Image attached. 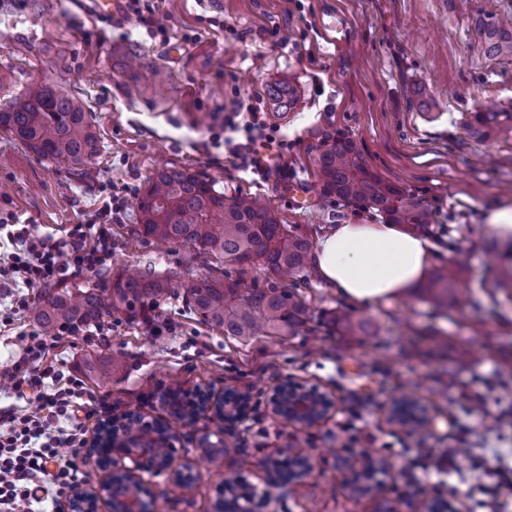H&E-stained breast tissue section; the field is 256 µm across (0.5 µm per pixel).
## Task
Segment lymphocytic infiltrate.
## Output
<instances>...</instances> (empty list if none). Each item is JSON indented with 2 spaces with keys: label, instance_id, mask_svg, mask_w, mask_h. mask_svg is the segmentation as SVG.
<instances>
[{
  "label": "lymphocytic infiltrate",
  "instance_id": "lymphocytic-infiltrate-1",
  "mask_svg": "<svg viewBox=\"0 0 512 512\" xmlns=\"http://www.w3.org/2000/svg\"><path fill=\"white\" fill-rule=\"evenodd\" d=\"M244 123L229 122L232 134L243 131L245 139L224 144L238 167L267 175L268 169L256 157L254 145L264 138L266 123L258 108L248 110ZM119 196L89 215L85 223L75 224L62 236L39 233L34 226L21 225L8 231L13 252L0 256V288L13 297L18 306H27L28 293L50 284H61L80 272H95L112 258L114 213L120 212ZM51 344L47 335L34 333L28 338L24 354L12 367L0 371L10 390L24 399V409L0 412V512H36L35 506L49 502L50 512H62L61 497L72 489L81 473L78 457H62V447H81L83 426L76 423L79 399L89 390L83 379L63 378L49 363ZM469 412L493 422V433L512 426V395L489 399L486 394L462 390ZM473 428L458 417L448 419V449L435 454L428 447L426 432L402 430L395 442L403 448L417 449L423 463L437 469L457 472L461 469L460 449L471 447Z\"/></svg>",
  "mask_w": 512,
  "mask_h": 512
}]
</instances>
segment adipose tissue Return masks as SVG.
<instances>
[{
  "label": "adipose tissue",
  "instance_id": "ef3b65f1",
  "mask_svg": "<svg viewBox=\"0 0 512 512\" xmlns=\"http://www.w3.org/2000/svg\"><path fill=\"white\" fill-rule=\"evenodd\" d=\"M430 248L395 224H339L320 238L315 268L340 296L374 305L421 280Z\"/></svg>",
  "mask_w": 512,
  "mask_h": 512
}]
</instances>
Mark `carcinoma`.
Segmentation results:
<instances>
[{"label": "carcinoma", "instance_id": "carcinoma-1", "mask_svg": "<svg viewBox=\"0 0 512 512\" xmlns=\"http://www.w3.org/2000/svg\"><path fill=\"white\" fill-rule=\"evenodd\" d=\"M477 29L484 53L492 58L512 59V19L485 15ZM271 97L280 109L297 100L291 85L276 86ZM468 133L490 138L512 132V107L490 100L461 119ZM0 128L21 140L35 155L66 164L80 173L99 151L90 115L81 102L61 96L43 83H32L21 94L0 104ZM312 164L320 195L358 203L383 214L389 224L415 229L433 222L432 212L407 196L399 186L371 172L347 138H328L316 148ZM139 228L146 240L191 246L232 265H261L286 288H242L225 273L208 278L189 277L181 283L188 306L202 320L224 329V335L241 341L265 336H294L304 323L306 305L295 289L309 263L312 244L304 235L280 223L274 211L260 198L236 192L227 194L217 181L189 168L156 171L138 196ZM462 263L433 272L425 285L437 307L462 302L467 289L458 287ZM167 293L165 281L122 270L112 288H64L49 294L38 306V320L45 333L64 322L97 320L112 312L135 314L136 309L157 303ZM163 403L182 420L194 410L195 395L180 386H169L161 394ZM128 432L152 443L156 429L149 422L130 417ZM174 435L160 437L154 456L162 461L173 456ZM307 441L296 436L288 456L270 464L266 488L257 492L238 483L224 496V512H251L256 496L278 497L288 481L293 462L304 457Z\"/></svg>", "mask_w": 512, "mask_h": 512}]
</instances>
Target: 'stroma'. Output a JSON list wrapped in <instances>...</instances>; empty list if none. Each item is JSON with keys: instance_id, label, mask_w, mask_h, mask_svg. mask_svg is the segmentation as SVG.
<instances>
[{"instance_id": "35a3bbf8", "label": "stroma", "mask_w": 512, "mask_h": 512, "mask_svg": "<svg viewBox=\"0 0 512 512\" xmlns=\"http://www.w3.org/2000/svg\"><path fill=\"white\" fill-rule=\"evenodd\" d=\"M160 32L129 10L105 16L94 0H0V93L42 82L79 99L100 150L76 177L65 165L38 160L0 130V220L60 232L84 222L111 194L124 198L112 221V262L70 280L73 288H104L129 267L172 281L225 272L266 287L272 274L239 268L181 245L162 247L139 237L135 198L162 166L192 168L221 187L257 196L282 223L318 241L338 224H381L373 209L319 194L309 155L324 135L350 138L363 162L436 214L419 229L429 240L428 268L468 258L463 305L435 307L422 287L377 305L337 295L314 270L298 291L307 303L294 336L248 343L204 322L183 296L169 291L154 306L163 325L153 335L140 316L112 314V334L62 336L56 350L64 373L83 378L111 407L86 421L94 440L106 415L135 412L168 419L166 386L250 393L242 422L201 418L177 426L175 455L196 461L197 479L184 488L167 475L149 477L156 512H212L228 480L262 488L270 462L286 456L295 426L275 417L269 396L289 379L331 394L336 405L305 427L312 472L289 487L272 512H373L377 498L398 512H425L447 495L448 479L414 463L413 452L387 447L388 409L404 395L427 406L431 443L446 447L449 387L474 377L512 383V300L489 288L487 252L504 239L489 226L494 212L512 209V138L476 139L462 114L485 100L512 106V60L483 54L477 17L512 16V0H154ZM296 87L295 108L277 113L270 90ZM427 87L436 107L424 113L415 96ZM261 108L276 143L264 149L270 168L286 176L242 170L224 152V118L239 107ZM345 313L362 331L338 328ZM33 309L0 323V370L39 331ZM110 370L101 382L98 370ZM358 432L359 451L391 466L376 494H358L347 472L326 455ZM223 438L227 451L201 458L202 433Z\"/></svg>"}]
</instances>
